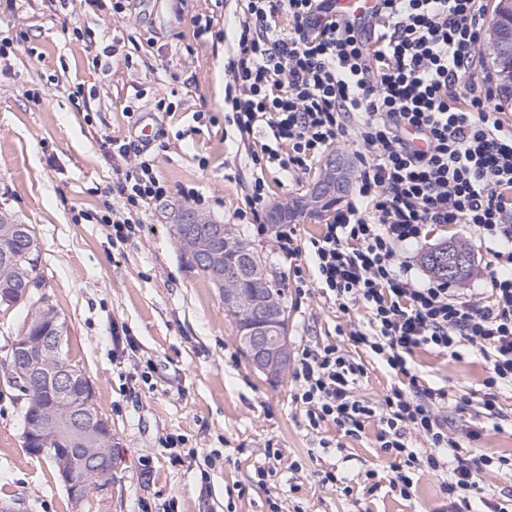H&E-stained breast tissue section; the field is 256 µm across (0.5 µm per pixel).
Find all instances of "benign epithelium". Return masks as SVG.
Here are the masks:
<instances>
[{
	"label": "benign epithelium",
	"mask_w": 512,
	"mask_h": 512,
	"mask_svg": "<svg viewBox=\"0 0 512 512\" xmlns=\"http://www.w3.org/2000/svg\"><path fill=\"white\" fill-rule=\"evenodd\" d=\"M323 174L312 182L304 198V214L321 211L329 198L343 194V161L329 156ZM174 223L183 230L189 244L188 256L206 273L219 289L224 308L241 303L238 290L225 284L245 278L262 279L267 270L256 262L238 268L224 264V236L227 224H211L201 235L193 232L199 219L186 208L174 211ZM254 325L244 328L242 343L252 366L270 381L278 380L290 359L288 332L279 323L281 315L268 300L257 297L246 302ZM65 333L54 331L38 339L23 328L12 344V375L33 386L45 380L53 386L56 400L42 409L39 427H25L26 451L36 457L48 456L57 466L71 502L79 509L93 493L100 494L112 483V424L103 414L93 412L95 394L86 371L62 360Z\"/></svg>",
	"instance_id": "1"
}]
</instances>
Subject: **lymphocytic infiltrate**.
I'll use <instances>...</instances> for the list:
<instances>
[{
  "label": "lymphocytic infiltrate",
  "mask_w": 512,
  "mask_h": 512,
  "mask_svg": "<svg viewBox=\"0 0 512 512\" xmlns=\"http://www.w3.org/2000/svg\"><path fill=\"white\" fill-rule=\"evenodd\" d=\"M284 14L291 29L279 24ZM484 15L483 0H378L358 21L337 12L336 0H246L225 67L224 118L257 144L238 213L257 234L266 231V170L293 183L344 138L359 148L355 194L322 234L305 241L292 224L275 232L281 255L310 253L340 311L360 303L370 312L369 330L348 331L349 349L298 351L295 401L314 430L331 423L357 436L377 418V442L392 461L390 488L408 498L417 472L441 474L448 512H512L481 486L488 472L512 477V455L465 453L462 439L479 431L449 428L439 415L447 389L422 385L412 359L427 346L455 359L468 344L488 369L473 396L498 417V390L512 386V129L479 77ZM112 153L126 161L112 183L122 206H105L97 220L122 241L168 186L148 147L116 139ZM432 224H464L488 242L484 291L413 275L400 248L425 238ZM354 348L401 383L378 401L365 399L357 384L366 367ZM412 434L424 447L410 446Z\"/></svg>",
  "instance_id": "1"
}]
</instances>
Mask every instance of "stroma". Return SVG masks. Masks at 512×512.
Returning a JSON list of instances; mask_svg holds the SVG:
<instances>
[{"mask_svg": "<svg viewBox=\"0 0 512 512\" xmlns=\"http://www.w3.org/2000/svg\"><path fill=\"white\" fill-rule=\"evenodd\" d=\"M240 0H131L124 14L94 12L70 0L48 9L46 0H16L0 9V38H19L0 57V214L32 225L40 262V291L67 325L70 357L89 374L100 411L114 433L112 485L75 510L49 459L23 444L24 399L8 374L20 311H0V502L22 512H439V475L417 473L403 499L389 485L363 491L367 471L386 476L390 461L376 441L377 420L357 437L332 424L308 427L293 400L295 383L274 384L249 364L233 320L210 281L181 250L170 212L196 189L207 222L236 223L245 204L252 142L224 137V65L241 15ZM209 15L224 40L201 42L192 19ZM79 25L83 38L68 32ZM125 39L105 65L93 54ZM94 94L95 108L80 112L69 94ZM168 111H157V101ZM134 116H126L125 107ZM153 124L150 150L169 192L142 215L140 231L112 238L98 223L109 200L113 160L105 144L137 141V120ZM268 255L284 290L292 350L306 345L350 344L343 329L368 328L366 308L341 312L315 288L308 254L277 253L271 235L246 226ZM462 224L431 226L426 241L407 255L427 277L424 253L446 241L465 242ZM311 288L298 292L294 269ZM459 358L419 350L414 360L425 384L456 397L480 388L485 365L468 345ZM501 429L449 402V426H477L478 445L512 454V389L503 390ZM181 436L178 449L168 436ZM277 449L278 459L267 456ZM335 469L353 481L347 496L322 481Z\"/></svg>", "mask_w": 512, "mask_h": 512, "instance_id": "1", "label": "stroma"}]
</instances>
